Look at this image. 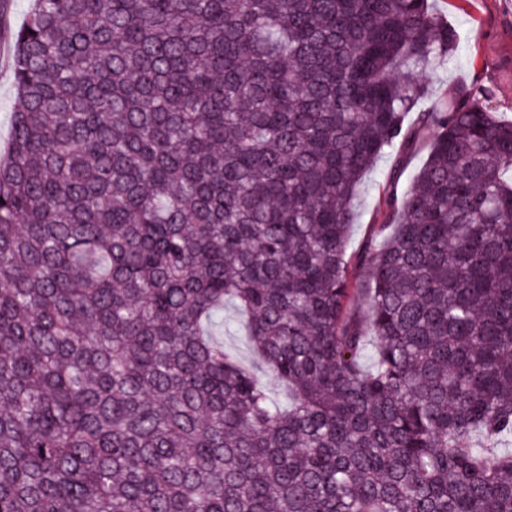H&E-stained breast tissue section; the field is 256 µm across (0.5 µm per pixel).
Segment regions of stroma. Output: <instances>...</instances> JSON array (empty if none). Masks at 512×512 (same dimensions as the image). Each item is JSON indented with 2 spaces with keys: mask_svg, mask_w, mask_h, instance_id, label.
<instances>
[{
  "mask_svg": "<svg viewBox=\"0 0 512 512\" xmlns=\"http://www.w3.org/2000/svg\"><path fill=\"white\" fill-rule=\"evenodd\" d=\"M7 31L0 35V150L9 140L12 113L18 106L13 85V34L23 22L28 0H7ZM434 9L447 19L457 36L453 58L426 79L427 95L420 109H428L440 93H454L474 84L489 88L493 111L512 118V0H434ZM392 165L384 157L368 172L355 201L357 221L350 229L352 247H359L376 223V196Z\"/></svg>",
  "mask_w": 512,
  "mask_h": 512,
  "instance_id": "1",
  "label": "stroma"
}]
</instances>
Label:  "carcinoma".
Here are the masks:
<instances>
[{
  "mask_svg": "<svg viewBox=\"0 0 512 512\" xmlns=\"http://www.w3.org/2000/svg\"><path fill=\"white\" fill-rule=\"evenodd\" d=\"M455 45L429 0H31L0 512H512V451L475 441L512 442V119L474 85L405 126ZM421 139L418 146L407 154L398 177V192L404 194L413 184L419 170L422 168L428 156L427 141ZM391 165L392 157L391 155H386L363 179V184L355 201V209L358 215L357 221L350 229L352 249L358 248L367 238L370 224H379L380 222L374 210L375 199L379 190L384 185V176Z\"/></svg>",
  "mask_w": 512,
  "mask_h": 512,
  "instance_id": "obj_1",
  "label": "carcinoma"
}]
</instances>
